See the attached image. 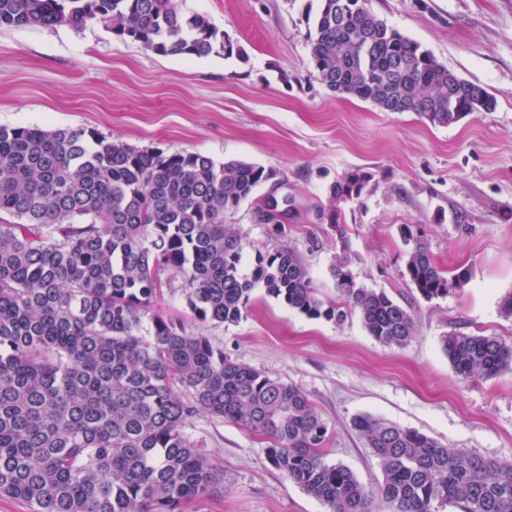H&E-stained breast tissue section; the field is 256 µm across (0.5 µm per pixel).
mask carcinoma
Returning <instances> with one entry per match:
<instances>
[{
  "label": "carcinoma",
  "instance_id": "carcinoma-1",
  "mask_svg": "<svg viewBox=\"0 0 512 512\" xmlns=\"http://www.w3.org/2000/svg\"><path fill=\"white\" fill-rule=\"evenodd\" d=\"M305 34L317 79L329 91L382 112H414L449 126L495 99L388 25L369 0H318ZM95 22L164 56L242 54L209 17L177 0H0L1 27L74 30ZM276 172L196 151L140 149L83 127L0 126V497L31 512H182L224 488V473L186 432L198 416L267 440L266 456L328 512H512V463L450 448L370 414L352 419L380 466L368 489L325 459L329 427L298 387L224 357L210 337L158 309L166 273L184 280L191 314L238 322L255 289L309 317L343 322L359 313L378 342L415 335L410 308L349 271L341 205L358 202L373 174L345 173L321 217L342 256L331 267L338 301L325 305L292 249L256 250L226 214ZM405 276L426 301L464 288L427 243L403 225ZM453 373L484 380L512 367L497 336L453 331L442 339Z\"/></svg>",
  "mask_w": 512,
  "mask_h": 512
}]
</instances>
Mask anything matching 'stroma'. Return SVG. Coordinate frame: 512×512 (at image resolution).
Wrapping results in <instances>:
<instances>
[{"label": "stroma", "mask_w": 512, "mask_h": 512, "mask_svg": "<svg viewBox=\"0 0 512 512\" xmlns=\"http://www.w3.org/2000/svg\"><path fill=\"white\" fill-rule=\"evenodd\" d=\"M316 4L182 0L242 49L228 59L159 55L97 23L2 27L0 125L83 127L139 148L274 168V191L291 205L287 234L272 238L253 223L252 203L228 213L226 223L248 241L242 269L250 271L256 250L287 246L327 304L338 299L330 268L340 245L318 209L344 172H372L361 203L343 207L349 268L360 284L411 299L416 334L407 345L379 343L358 313L341 324L310 319L261 289L238 322L217 327L191 317L178 276L165 285L162 307L226 358L303 390L329 426L327 461L366 487L382 474L351 426L358 414L512 462V370L461 381L441 343L460 330L512 345V318L499 312L512 291V0H370L390 25L494 97L493 111L447 127L326 89L304 40ZM404 224L418 229L441 267L469 269V283L444 299L414 297ZM187 431L223 470L224 490L185 512H325L246 428L199 416Z\"/></svg>", "instance_id": "1"}]
</instances>
